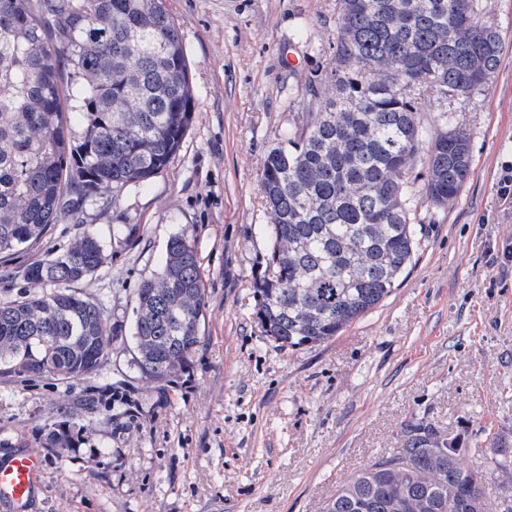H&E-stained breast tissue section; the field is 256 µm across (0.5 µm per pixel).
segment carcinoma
<instances>
[{"label": "carcinoma", "instance_id": "obj_1", "mask_svg": "<svg viewBox=\"0 0 512 512\" xmlns=\"http://www.w3.org/2000/svg\"><path fill=\"white\" fill-rule=\"evenodd\" d=\"M327 98L283 132L260 185L271 250L252 288L264 335L283 347L331 340L400 286L422 226L472 165L462 108L497 71L501 36L479 0H340ZM182 33L164 0H0V255L36 245L53 224L161 173L194 121ZM439 109L423 118L421 100ZM82 118L75 137L69 114ZM107 260L91 227L67 249L30 263L31 288L0 296V375L80 379L110 345L105 306L75 289ZM206 293L197 251L171 237L135 297L134 367L169 380L201 343ZM401 448L351 477L325 512H503L468 449L422 422ZM501 468L512 448L489 438Z\"/></svg>", "mask_w": 512, "mask_h": 512}]
</instances>
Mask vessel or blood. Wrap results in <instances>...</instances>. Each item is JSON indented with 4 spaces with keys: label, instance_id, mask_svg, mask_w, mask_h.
<instances>
[{
    "label": "vessel or blood",
    "instance_id": "vessel-or-blood-1",
    "mask_svg": "<svg viewBox=\"0 0 512 512\" xmlns=\"http://www.w3.org/2000/svg\"><path fill=\"white\" fill-rule=\"evenodd\" d=\"M43 467L44 459L34 449L0 461V507L6 512H17L21 505L35 497L40 488L39 476Z\"/></svg>",
    "mask_w": 512,
    "mask_h": 512
}]
</instances>
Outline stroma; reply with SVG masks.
<instances>
[{
    "instance_id": "1",
    "label": "stroma",
    "mask_w": 512,
    "mask_h": 512,
    "mask_svg": "<svg viewBox=\"0 0 512 512\" xmlns=\"http://www.w3.org/2000/svg\"><path fill=\"white\" fill-rule=\"evenodd\" d=\"M482 5L502 49L462 114L468 182L447 205L417 209L423 233L399 288L336 339L291 349L254 315L252 282L270 247L260 172L280 132L306 124L309 89L331 92L321 75L337 0H166L195 118L162 173L85 208L108 258L78 290L107 308L108 353L78 380L0 376V459L28 448L45 458L26 512H323L352 474L399 448L411 422L461 441L465 463L494 484L512 482L476 450L488 429L512 445V269L498 257L512 244L501 194L512 166V0ZM116 224L136 226L135 241L112 238ZM80 227L52 225L0 263V289H26L23 267L67 248ZM178 233L200 261L204 341L188 370L157 382L133 368L134 298ZM63 423L65 450L46 440Z\"/></svg>"
}]
</instances>
